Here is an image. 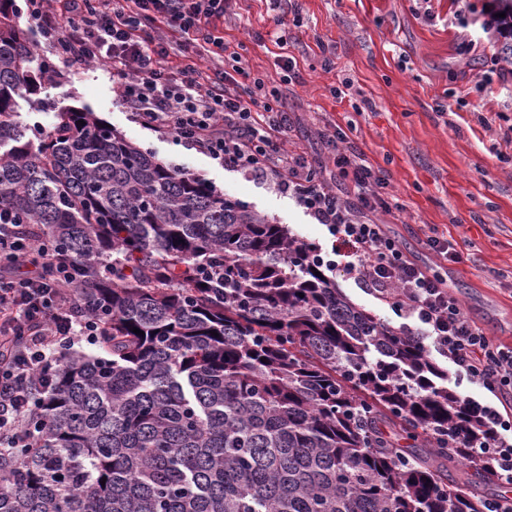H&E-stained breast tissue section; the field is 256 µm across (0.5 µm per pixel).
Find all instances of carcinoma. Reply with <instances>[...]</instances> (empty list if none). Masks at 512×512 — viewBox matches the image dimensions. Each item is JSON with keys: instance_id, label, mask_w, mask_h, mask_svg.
<instances>
[{"instance_id": "1", "label": "carcinoma", "mask_w": 512, "mask_h": 512, "mask_svg": "<svg viewBox=\"0 0 512 512\" xmlns=\"http://www.w3.org/2000/svg\"><path fill=\"white\" fill-rule=\"evenodd\" d=\"M34 57L0 7V209L58 246L104 333L51 393L34 380L38 441L0 454V512H485L490 468L444 441L480 423L424 347L282 225L89 109L48 134L17 120L57 75Z\"/></svg>"}]
</instances>
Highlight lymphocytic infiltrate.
<instances>
[{"mask_svg": "<svg viewBox=\"0 0 512 512\" xmlns=\"http://www.w3.org/2000/svg\"><path fill=\"white\" fill-rule=\"evenodd\" d=\"M41 41L75 69H109L120 98L142 127L171 135L219 165L277 175L281 190L347 248L346 274L372 288L398 317L414 321L413 336L429 338L457 373L490 393L512 388V348L497 346L464 313L446 280L417 264L376 222L396 209L382 170L345 147L336 133L337 163L353 183V200L316 180L307 160L288 146V107L277 89L254 80L217 27L225 0H12ZM70 265L40 239L16 233V217L0 213V453L32 445L28 425L32 379L44 390L63 351L94 344L101 324L80 314L67 287ZM480 433L458 428L454 447L488 461L497 481L512 485V420L467 400Z\"/></svg>", "mask_w": 512, "mask_h": 512, "instance_id": "lymphocytic-infiltrate-1", "label": "lymphocytic infiltrate"}]
</instances>
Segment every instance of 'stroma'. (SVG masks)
Instances as JSON below:
<instances>
[{
	"label": "stroma",
	"instance_id": "1",
	"mask_svg": "<svg viewBox=\"0 0 512 512\" xmlns=\"http://www.w3.org/2000/svg\"><path fill=\"white\" fill-rule=\"evenodd\" d=\"M289 9V0H229L223 36L251 77L286 97L291 144L320 181L346 196L349 181L324 140L342 130L386 171L400 203L380 222L418 264L447 280L465 314L495 344L512 347V66L500 60L501 37L488 25L502 12L501 0H299L300 23L286 31V50L296 64L286 83L280 51L265 34ZM461 12L469 29L453 23ZM471 32L481 38L478 48L469 45ZM56 69L44 105L20 102V121L49 132L61 110L90 108L158 160L183 163L187 173L331 253L335 242L326 227L281 192L274 177L215 165L175 145L170 135L142 128L103 67L74 70L60 63ZM345 81L348 96L334 97ZM430 231L451 241L462 261L437 257L424 243ZM329 276L356 306L400 326L371 289L339 269ZM430 359L448 371V389L458 398L500 410L512 405V398L450 373L439 354Z\"/></svg>",
	"mask_w": 512,
	"mask_h": 512
}]
</instances>
